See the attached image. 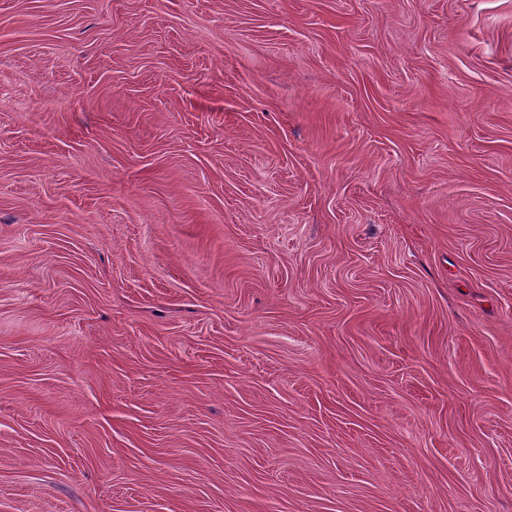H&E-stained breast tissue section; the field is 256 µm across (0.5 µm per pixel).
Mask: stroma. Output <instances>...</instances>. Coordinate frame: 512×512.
<instances>
[{"instance_id": "obj_1", "label": "stroma", "mask_w": 512, "mask_h": 512, "mask_svg": "<svg viewBox=\"0 0 512 512\" xmlns=\"http://www.w3.org/2000/svg\"><path fill=\"white\" fill-rule=\"evenodd\" d=\"M0 512H512V0H0Z\"/></svg>"}]
</instances>
